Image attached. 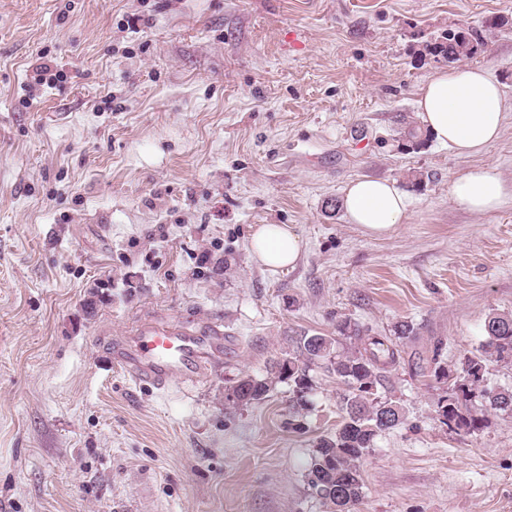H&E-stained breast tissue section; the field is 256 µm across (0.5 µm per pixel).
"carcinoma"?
Instances as JSON below:
<instances>
[{
	"mask_svg": "<svg viewBox=\"0 0 512 512\" xmlns=\"http://www.w3.org/2000/svg\"><path fill=\"white\" fill-rule=\"evenodd\" d=\"M480 46L479 39L467 31L459 39L448 36L435 44L434 53L452 64L473 57ZM402 134L406 143L418 147L427 138V133L411 122L404 126ZM484 331V340L453 370L440 361L442 347L433 350V377L450 383L435 403L436 418L455 432L473 434L481 430L489 410L512 414V388L487 383L489 365L512 366V314H489ZM338 332L358 337L362 346L345 349L333 336H303L295 349L273 360L269 377H239L235 384L246 388L247 393L232 399V403H259L279 380L292 386L296 404L303 409L311 387L309 372L317 368L335 376L345 386L340 399L342 420L334 434L315 445L305 480L312 494L334 512H349V507L363 497L364 458L382 433L403 422L404 409L380 392L386 373L396 365V348L383 336H360V330L348 321L338 326Z\"/></svg>",
	"mask_w": 512,
	"mask_h": 512,
	"instance_id": "carcinoma-1",
	"label": "carcinoma"
}]
</instances>
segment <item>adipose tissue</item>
Returning a JSON list of instances; mask_svg holds the SVG:
<instances>
[{"label": "adipose tissue", "mask_w": 512, "mask_h": 512, "mask_svg": "<svg viewBox=\"0 0 512 512\" xmlns=\"http://www.w3.org/2000/svg\"><path fill=\"white\" fill-rule=\"evenodd\" d=\"M418 110L425 130L461 156L484 152L499 139L505 123L502 90L479 68L451 69L431 76L421 89ZM451 194L475 214L512 205V187L491 168L460 177L452 184ZM344 208L350 223L364 233L385 237L401 223L406 197L390 181L365 177L349 183ZM251 250L256 260L276 271L296 264L302 242L288 225L264 224L254 230Z\"/></svg>", "instance_id": "obj_1"}]
</instances>
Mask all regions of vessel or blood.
I'll use <instances>...</instances> for the list:
<instances>
[{
	"instance_id": "b4317fda",
	"label": "vessel or blood",
	"mask_w": 512,
	"mask_h": 512,
	"mask_svg": "<svg viewBox=\"0 0 512 512\" xmlns=\"http://www.w3.org/2000/svg\"><path fill=\"white\" fill-rule=\"evenodd\" d=\"M224 332L219 327L205 331L182 325L140 324L135 331L112 345V363L138 384L163 389L176 381L195 385L209 361L220 358Z\"/></svg>"
}]
</instances>
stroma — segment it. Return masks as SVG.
<instances>
[{
  "label": "stroma",
  "instance_id": "stroma-1",
  "mask_svg": "<svg viewBox=\"0 0 512 512\" xmlns=\"http://www.w3.org/2000/svg\"><path fill=\"white\" fill-rule=\"evenodd\" d=\"M461 26L502 136L403 148ZM43 55L67 78L26 97ZM477 167L512 184V0H0V512H331L304 474L335 377L312 371L301 411L285 382L225 394L344 320L417 333L386 382L405 421L350 512H512V416L469 435L434 412V346L457 364L512 313V206L451 195ZM361 177L406 194L394 234L339 208ZM263 224L298 233L294 268L254 261ZM144 322L219 326L224 354L195 386L134 385L109 346ZM445 41L436 43L434 53L442 56L448 64L471 58L478 53L481 43L472 33L465 31L461 38L445 37Z\"/></svg>",
  "mask_w": 512,
  "mask_h": 512
}]
</instances>
